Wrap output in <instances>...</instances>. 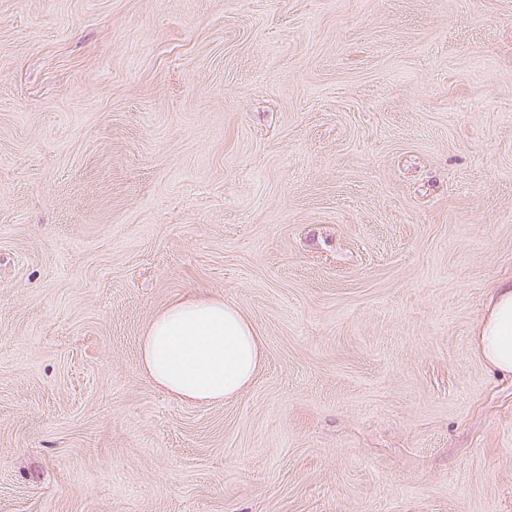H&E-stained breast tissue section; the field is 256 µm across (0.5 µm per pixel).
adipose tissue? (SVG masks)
Listing matches in <instances>:
<instances>
[{"instance_id": "ef3b65f1", "label": "adipose tissue", "mask_w": 512, "mask_h": 512, "mask_svg": "<svg viewBox=\"0 0 512 512\" xmlns=\"http://www.w3.org/2000/svg\"><path fill=\"white\" fill-rule=\"evenodd\" d=\"M475 344L492 369L512 377V277L493 285ZM139 360L154 388L182 401L217 404L251 386L263 366V349L236 304L192 296L151 318Z\"/></svg>"}]
</instances>
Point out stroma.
I'll return each instance as SVG.
<instances>
[{
	"label": "stroma",
	"instance_id": "stroma-1",
	"mask_svg": "<svg viewBox=\"0 0 512 512\" xmlns=\"http://www.w3.org/2000/svg\"><path fill=\"white\" fill-rule=\"evenodd\" d=\"M512 0H0V512H512ZM235 303L253 385L138 360ZM475 339L485 362L502 376L512 377V277L493 285ZM139 360L154 388L182 401L217 404L251 386L263 366V349L236 304L192 296L151 318Z\"/></svg>",
	"mask_w": 512,
	"mask_h": 512
}]
</instances>
